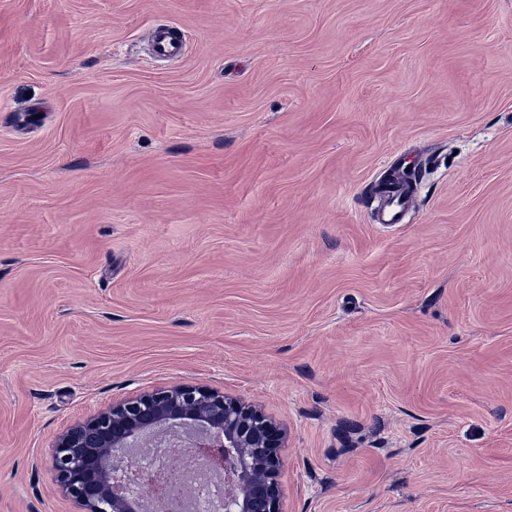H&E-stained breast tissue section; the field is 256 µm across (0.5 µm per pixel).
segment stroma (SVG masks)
Masks as SVG:
<instances>
[{
  "mask_svg": "<svg viewBox=\"0 0 512 512\" xmlns=\"http://www.w3.org/2000/svg\"><path fill=\"white\" fill-rule=\"evenodd\" d=\"M178 383L287 426L286 512H512V0H0V512ZM153 42L155 53L162 57H174L181 51V41L174 26L158 28Z\"/></svg>",
  "mask_w": 512,
  "mask_h": 512,
  "instance_id": "stroma-1",
  "label": "stroma"
}]
</instances>
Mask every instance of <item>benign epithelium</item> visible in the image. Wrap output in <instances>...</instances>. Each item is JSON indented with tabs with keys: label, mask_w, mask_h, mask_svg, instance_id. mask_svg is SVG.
I'll use <instances>...</instances> for the list:
<instances>
[{
	"label": "benign epithelium",
	"mask_w": 512,
	"mask_h": 512,
	"mask_svg": "<svg viewBox=\"0 0 512 512\" xmlns=\"http://www.w3.org/2000/svg\"><path fill=\"white\" fill-rule=\"evenodd\" d=\"M185 435L224 466V512H285L288 429L259 403L191 383L125 398L69 426L53 448V483L77 512H164L130 457Z\"/></svg>",
	"instance_id": "benign-epithelium-1"
}]
</instances>
